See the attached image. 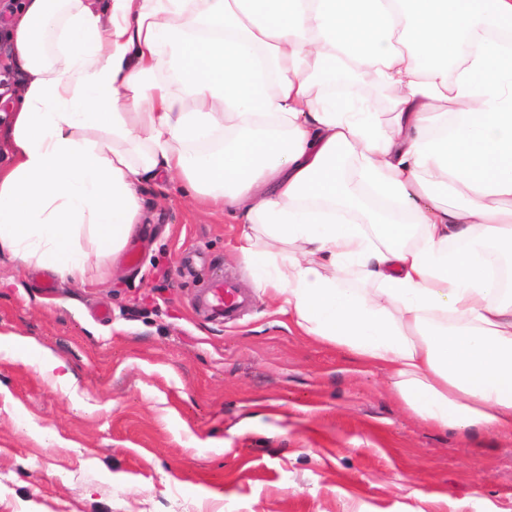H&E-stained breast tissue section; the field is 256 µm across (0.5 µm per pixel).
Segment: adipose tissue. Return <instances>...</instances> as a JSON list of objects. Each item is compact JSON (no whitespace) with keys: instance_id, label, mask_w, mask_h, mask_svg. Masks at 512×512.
Listing matches in <instances>:
<instances>
[{"instance_id":"adipose-tissue-1","label":"adipose tissue","mask_w":512,"mask_h":512,"mask_svg":"<svg viewBox=\"0 0 512 512\" xmlns=\"http://www.w3.org/2000/svg\"><path fill=\"white\" fill-rule=\"evenodd\" d=\"M12 41L0 255L87 286L139 185L182 178L300 335L434 427L512 434V289L484 260L512 257V0H26Z\"/></svg>"}]
</instances>
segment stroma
<instances>
[{"label": "stroma", "instance_id": "1", "mask_svg": "<svg viewBox=\"0 0 512 512\" xmlns=\"http://www.w3.org/2000/svg\"><path fill=\"white\" fill-rule=\"evenodd\" d=\"M23 79L0 46V167ZM140 197L93 286L0 256V512H512V437L425 424L384 372L289 330L231 216L176 179ZM217 273L252 299L232 324L197 304ZM39 363L40 375L54 386L66 388L73 383L74 375L69 366L50 351H40Z\"/></svg>", "mask_w": 512, "mask_h": 512}]
</instances>
